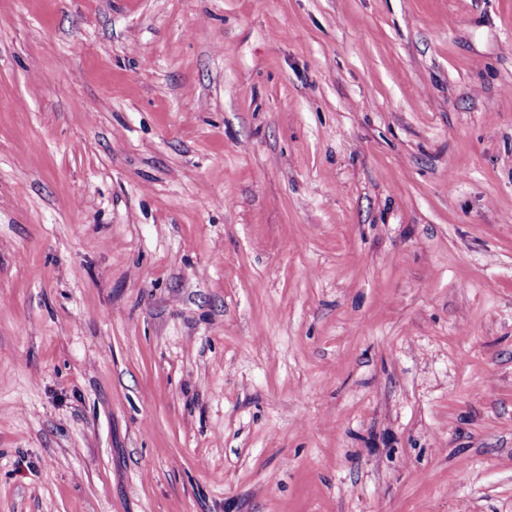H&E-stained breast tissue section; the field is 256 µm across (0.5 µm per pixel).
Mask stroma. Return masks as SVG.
<instances>
[{"label": "stroma", "mask_w": 512, "mask_h": 512, "mask_svg": "<svg viewBox=\"0 0 512 512\" xmlns=\"http://www.w3.org/2000/svg\"><path fill=\"white\" fill-rule=\"evenodd\" d=\"M0 512H512V0H0Z\"/></svg>", "instance_id": "35a3bbf8"}]
</instances>
